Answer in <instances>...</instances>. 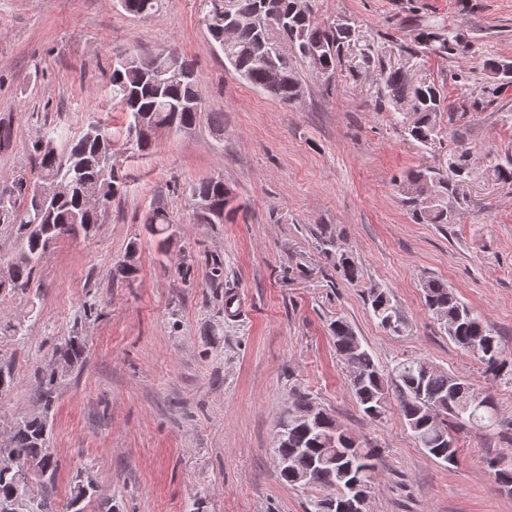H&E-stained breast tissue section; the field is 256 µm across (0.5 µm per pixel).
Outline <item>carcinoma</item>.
Segmentation results:
<instances>
[{
    "label": "carcinoma",
    "instance_id": "1",
    "mask_svg": "<svg viewBox=\"0 0 512 512\" xmlns=\"http://www.w3.org/2000/svg\"><path fill=\"white\" fill-rule=\"evenodd\" d=\"M126 13L147 17L158 7V0H120ZM235 11L253 17L250 22L230 25L227 20L214 18L210 26L212 39L224 53V59L234 72L248 84L283 103L295 101L300 81L288 62L278 54L286 44L307 65L313 59L308 51L318 55L316 71L324 75L336 72V62L351 33L349 26H321L313 12L301 13L297 0H236ZM415 40L424 50L446 53L453 48L458 34L432 29L421 30ZM162 66L186 78L165 84L156 83L145 75L136 58L128 57L112 69V98L117 100L132 121L148 118V123L169 127L190 128L205 111L197 89L191 63L173 51H166ZM484 68L506 83H512V63L489 58ZM382 82L388 97L395 103L411 105L416 118L410 136L426 142L434 134L432 119L443 108L444 98L433 83H411L398 68L382 70ZM63 132L45 133L31 145L34 176L21 173L9 183V194L0 193V222L13 225L20 252L7 264V277L0 278V288L24 291L30 288L35 268L56 240L79 231L89 235L99 221L97 212L86 207L87 195L96 193L109 208L119 194L122 181L112 166V133L91 124L66 151L55 146ZM455 180L431 175L426 168L411 172L405 185V203L413 218L424 224H450L455 212L464 204L457 192V183L469 177L468 153L463 151L454 160ZM48 177L71 185V190L49 201L37 198L39 182ZM192 203L202 199L211 204H224V180L219 177L202 179L189 187ZM152 234L162 235L168 228L166 212L152 210L146 220ZM336 265L344 277L353 282L361 277L355 260L345 252L336 253ZM125 281L137 279L139 268L128 255L114 270ZM425 305L446 325L448 336L461 349L472 353L494 381L512 384V355L505 352L502 341L474 309L462 303L438 279H428L423 285ZM369 302L374 316L384 328L400 326V315L392 294L384 288L370 289ZM336 353L350 369L349 389L363 413L369 418L382 417L388 407L390 392H395L401 422L412 432L419 446L433 458L447 464L458 456L459 448L440 447L439 440L451 433L448 419L475 424L490 431L504 427L498 417V402L490 394H480L468 381L448 371L421 361L399 364L385 375L372 355L362 345L351 325L342 318L332 326ZM85 343L79 336L60 340L54 349V363L67 368L82 360ZM57 373L53 369L38 372L37 389L44 410L55 401ZM480 394V401L473 399ZM313 408L305 396L297 395L292 408L280 423L286 437L277 441L278 459L297 460L296 469L280 471L282 480L298 484L296 472L307 471L310 478L305 486H330L336 489L332 499L347 502L348 472L363 485L372 486L373 474L381 463L379 449L364 448L357 439L327 412L310 415L312 424L296 421L298 415H309ZM18 457L27 466L19 473L0 469V512H53L50 495L32 492V476L51 481L58 469V459L49 448L46 421L42 417L24 418L15 422L0 442V457ZM95 492L91 479L73 486L70 507L83 512L79 505Z\"/></svg>",
    "mask_w": 512,
    "mask_h": 512
}]
</instances>
